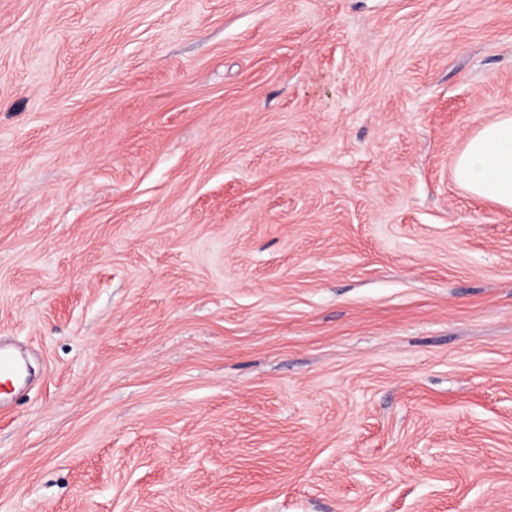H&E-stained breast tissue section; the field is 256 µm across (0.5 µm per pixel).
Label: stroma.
I'll list each match as a JSON object with an SVG mask.
<instances>
[{
	"label": "stroma",
	"instance_id": "1",
	"mask_svg": "<svg viewBox=\"0 0 512 512\" xmlns=\"http://www.w3.org/2000/svg\"><path fill=\"white\" fill-rule=\"evenodd\" d=\"M512 0H0V512H512ZM457 182L476 198L512 209V114L484 124L454 159ZM23 372L21 357L9 345L0 343V407L4 405V394H11L14 383L17 382ZM6 384L9 387L3 390Z\"/></svg>",
	"mask_w": 512,
	"mask_h": 512
}]
</instances>
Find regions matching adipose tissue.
<instances>
[{
    "mask_svg": "<svg viewBox=\"0 0 512 512\" xmlns=\"http://www.w3.org/2000/svg\"><path fill=\"white\" fill-rule=\"evenodd\" d=\"M457 182L476 198L512 209V114L484 124L454 159Z\"/></svg>",
    "mask_w": 512,
    "mask_h": 512,
    "instance_id": "obj_1",
    "label": "adipose tissue"
}]
</instances>
